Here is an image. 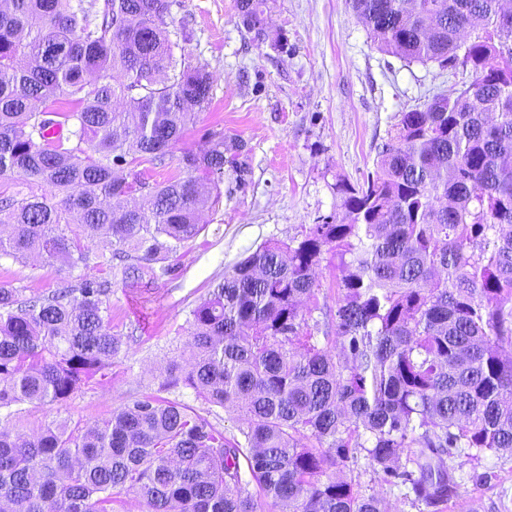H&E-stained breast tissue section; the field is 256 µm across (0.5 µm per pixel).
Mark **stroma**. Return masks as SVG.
Masks as SVG:
<instances>
[{"mask_svg": "<svg viewBox=\"0 0 512 512\" xmlns=\"http://www.w3.org/2000/svg\"><path fill=\"white\" fill-rule=\"evenodd\" d=\"M169 39L185 64L212 77L211 103L182 141L204 147L209 131L244 140L251 174L238 185L225 171L221 197L200 214L204 231L181 249L178 268L148 288H112V332L121 352L105 376L62 405H21L6 426L28 436L54 420L89 423L158 389L178 356L192 308L213 281L269 241L296 236L302 225L340 209L337 179L373 171L400 112L433 94L459 88L462 77L429 62L381 52L349 0H276L271 37L287 52L253 41L238 20L237 0H177ZM60 263L0 259V283L50 292L74 280ZM498 478L466 483L447 512H512V461L487 460Z\"/></svg>", "mask_w": 512, "mask_h": 512, "instance_id": "35a3bbf8", "label": "stroma"}]
</instances>
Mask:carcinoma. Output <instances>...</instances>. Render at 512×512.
<instances>
[{
  "instance_id": "carcinoma-1",
  "label": "carcinoma",
  "mask_w": 512,
  "mask_h": 512,
  "mask_svg": "<svg viewBox=\"0 0 512 512\" xmlns=\"http://www.w3.org/2000/svg\"><path fill=\"white\" fill-rule=\"evenodd\" d=\"M270 0H238L266 40ZM377 47L468 74L400 113L363 180L336 181L340 211L237 262L187 319L158 392L88 427L31 436L0 427V512H387L331 469L366 461L424 512L461 495L463 467L512 459V31L502 0H350ZM173 0H8L0 8V259L37 256L82 276L42 294L0 284V409L69 400L112 367V278L174 272L224 178L246 185V144L208 134L187 176L128 181L115 167L165 163L211 77L178 66ZM62 53L44 64L42 50ZM105 233L113 250L93 253ZM336 258L324 324L319 271ZM180 387L233 411L224 436Z\"/></svg>"
}]
</instances>
